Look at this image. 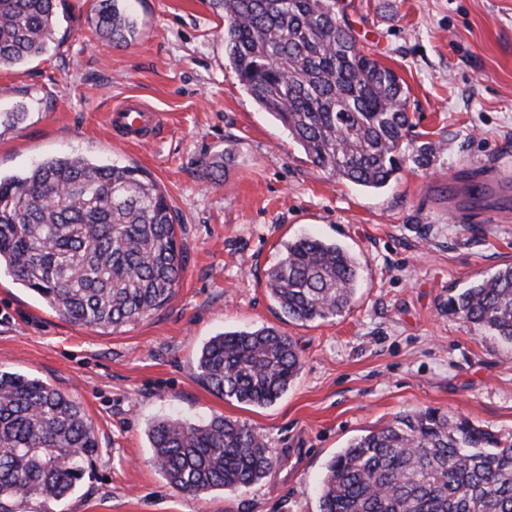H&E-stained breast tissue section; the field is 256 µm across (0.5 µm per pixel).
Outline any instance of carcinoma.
I'll return each mask as SVG.
<instances>
[{
	"mask_svg": "<svg viewBox=\"0 0 512 512\" xmlns=\"http://www.w3.org/2000/svg\"><path fill=\"white\" fill-rule=\"evenodd\" d=\"M59 0H0V68L44 54ZM100 0L95 32L114 45L136 25ZM240 84L288 130L310 162L339 181L387 187L406 158L433 142L408 138L403 79L360 50L336 0H210ZM184 270L173 212L142 168L83 157L45 159L0 175V271L64 320L117 332L167 306ZM267 289L290 320L349 310L359 263L335 242L284 244ZM442 310L512 344V265L448 297ZM301 369L291 337L271 327L227 331L201 348L196 377L214 393L264 407ZM170 487L201 496L259 482L278 462L264 436L237 420L162 417L148 434ZM98 443L82 404L29 375L0 368V512L38 498L59 503L85 478ZM320 512H512V434L435 408L404 411L330 458Z\"/></svg>",
	"mask_w": 512,
	"mask_h": 512,
	"instance_id": "obj_1",
	"label": "carcinoma"
}]
</instances>
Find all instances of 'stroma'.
Returning a JSON list of instances; mask_svg holds the SVG:
<instances>
[{"mask_svg": "<svg viewBox=\"0 0 512 512\" xmlns=\"http://www.w3.org/2000/svg\"><path fill=\"white\" fill-rule=\"evenodd\" d=\"M96 2L64 0L48 52L0 69V112H27L0 133V173L65 153L142 167L172 207L185 269L168 306L115 333L65 321L0 274V367L80 401L98 442L88 477L52 512H319L326 462L401 412L437 408L512 433V345L438 309L512 263V0H339L359 46L404 79L410 138L439 149L381 190L314 167L255 103L208 0H123L139 34L121 46L97 40ZM127 98L165 115L153 142L107 125ZM471 175L500 188L471 203ZM302 235L361 263L342 316L293 322L268 296L267 269ZM266 326L302 361L275 404L227 400L195 378L211 337ZM218 415L266 436L277 465L246 489L173 490L152 462L151 424Z\"/></svg>", "mask_w": 512, "mask_h": 512, "instance_id": "1", "label": "stroma"}]
</instances>
